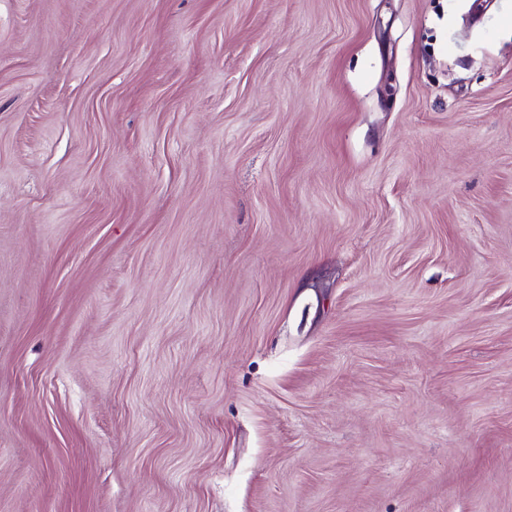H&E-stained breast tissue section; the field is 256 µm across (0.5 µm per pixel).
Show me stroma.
Here are the masks:
<instances>
[{
	"instance_id": "stroma-1",
	"label": "stroma",
	"mask_w": 512,
	"mask_h": 512,
	"mask_svg": "<svg viewBox=\"0 0 512 512\" xmlns=\"http://www.w3.org/2000/svg\"><path fill=\"white\" fill-rule=\"evenodd\" d=\"M0 0V512H512V0Z\"/></svg>"
}]
</instances>
